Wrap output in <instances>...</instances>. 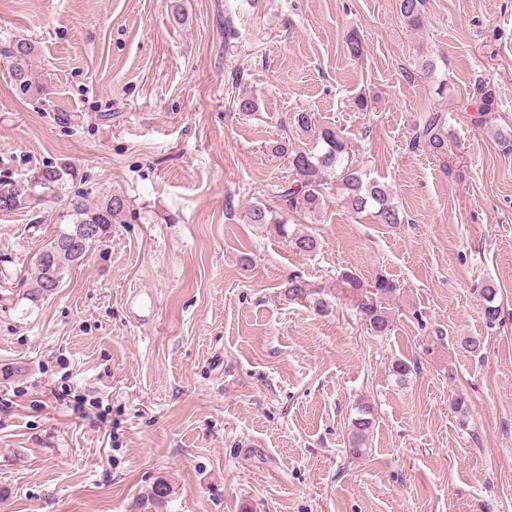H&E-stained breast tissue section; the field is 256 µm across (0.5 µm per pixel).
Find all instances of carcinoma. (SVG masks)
<instances>
[{"instance_id":"obj_1","label":"carcinoma","mask_w":512,"mask_h":512,"mask_svg":"<svg viewBox=\"0 0 512 512\" xmlns=\"http://www.w3.org/2000/svg\"><path fill=\"white\" fill-rule=\"evenodd\" d=\"M397 9L402 21L410 29L419 30L424 26L423 0H397ZM32 52L33 45L26 40H15L3 49L10 78L24 91L32 86V74L28 68V58ZM467 102L477 112V127L490 124L492 115L499 111L497 86L490 79L476 78L468 93ZM295 121L299 129L312 134L322 147L318 151L302 147L290 151L286 142L275 146V151L288 155L291 174L276 192L278 207L266 204L253 206L246 214L247 223L261 227L273 226L278 235L290 237L293 248L300 253L309 255L317 252L320 243L314 235L298 232L290 235L286 226L290 212L299 211L309 215L319 212L324 201L325 177L329 172L337 174L338 190L351 211L361 213L371 209L379 224L402 222L387 186L376 179L366 178V174L349 163L352 148L350 140L341 129L332 125H316L310 112L297 113ZM493 136L499 151L504 155H512V128L498 127ZM420 146L440 160L448 158V133L443 113L427 112L414 124L410 147L415 150ZM71 177L72 171L65 167H47L26 182V189L22 194L16 193V188L12 185L0 188V211L27 208L47 196L57 200L65 198L68 227L60 230L42 248L48 256V262H33L27 293L32 301L54 291L53 283L48 277V268L51 267L58 275H63L67 267L83 261L94 245L103 242L111 225L125 222L128 201L124 195L112 193L95 201L79 192L65 197V185ZM84 224L96 226L97 233L94 237H80L79 230ZM337 283L344 295L354 302L371 331L377 336L388 334L391 330V317L384 302L400 289V285L384 275L365 281L352 270L339 273ZM284 295L290 301L306 300L310 307L319 312L328 310V302L322 297L321 289L312 287L298 275L288 278ZM482 298L484 325L487 330L495 331L503 321L497 289L486 286L482 290ZM374 422L372 404L365 400L360 401L356 407V416L351 419L348 452L352 457L361 458L369 454L367 442Z\"/></svg>"}]
</instances>
